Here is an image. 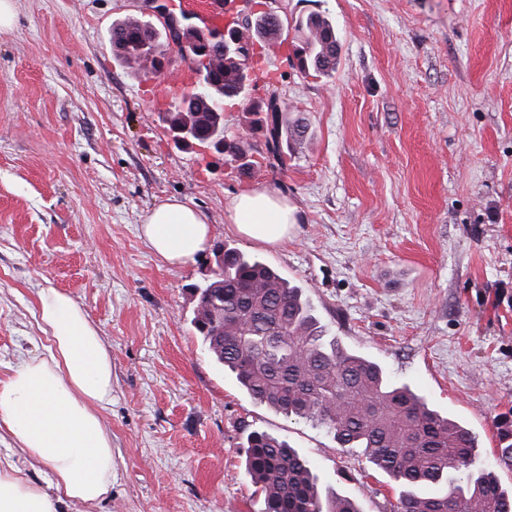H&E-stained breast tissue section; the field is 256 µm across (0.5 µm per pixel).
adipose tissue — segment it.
<instances>
[{
  "label": "adipose tissue",
  "mask_w": 512,
  "mask_h": 512,
  "mask_svg": "<svg viewBox=\"0 0 512 512\" xmlns=\"http://www.w3.org/2000/svg\"><path fill=\"white\" fill-rule=\"evenodd\" d=\"M227 223L249 240L279 246L299 222L296 205L280 192L249 188L224 206ZM139 234L167 264L187 267L205 250L211 226L178 198L156 205ZM38 327L50 345L0 379V429L52 478L39 485L13 464L0 465V512H59L93 505L112 488V434L101 413L112 402V354L98 328L65 292H37Z\"/></svg>",
  "instance_id": "adipose-tissue-1"
}]
</instances>
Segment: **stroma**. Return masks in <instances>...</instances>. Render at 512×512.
I'll use <instances>...</instances> for the list:
<instances>
[{"mask_svg": "<svg viewBox=\"0 0 512 512\" xmlns=\"http://www.w3.org/2000/svg\"><path fill=\"white\" fill-rule=\"evenodd\" d=\"M336 28L335 71L254 46L257 87L274 80L306 125L284 164L224 106L252 173L168 133L163 76L112 47V27L154 22L152 0H15L0 34V379L46 352L37 292L69 294L112 353V491L70 512H263L246 438L296 448L322 493L395 512L396 483L325 428L252 400L191 323L217 246L257 256L300 286L326 338L379 363L475 435L493 464L512 423V0H277ZM263 186L300 222L288 244L238 235L224 204ZM170 197L212 226L197 264L169 266L140 238Z\"/></svg>", "mask_w": 512, "mask_h": 512, "instance_id": "obj_1", "label": "stroma"}]
</instances>
